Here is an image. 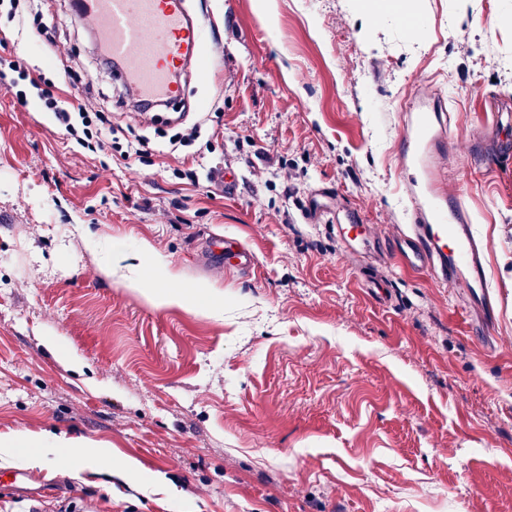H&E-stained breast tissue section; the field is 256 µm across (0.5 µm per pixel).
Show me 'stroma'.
Wrapping results in <instances>:
<instances>
[{"mask_svg": "<svg viewBox=\"0 0 512 512\" xmlns=\"http://www.w3.org/2000/svg\"><path fill=\"white\" fill-rule=\"evenodd\" d=\"M204 2L224 18L211 76L147 126L69 0L37 8L72 83L0 0V60L64 100L92 85L143 150L81 151L37 89L0 90V471L20 466L18 431L139 464H49L0 512H512V151L496 144L512 141V0ZM424 91L448 117L439 165L491 244L487 336L455 288L384 248L410 221L400 106ZM215 236L254 272L202 264ZM139 273L197 310L149 303L125 285ZM52 439L56 445H59L57 448H69L70 452L68 453L67 459L61 463L62 467H68L70 458L79 454L86 457L88 460V469L91 472L107 471L110 474H112V472L127 473L136 466L132 460L127 458H112V455L95 453L89 448L86 441L65 440L63 439V435L62 437L53 435Z\"/></svg>", "mask_w": 512, "mask_h": 512, "instance_id": "stroma-1", "label": "stroma"}]
</instances>
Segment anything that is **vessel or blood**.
<instances>
[{
    "label": "vessel or blood",
    "mask_w": 512,
    "mask_h": 512,
    "mask_svg": "<svg viewBox=\"0 0 512 512\" xmlns=\"http://www.w3.org/2000/svg\"><path fill=\"white\" fill-rule=\"evenodd\" d=\"M75 19L97 34L119 78L135 88L138 99L154 106L180 97L181 72L218 30L213 16L196 12L192 0H80ZM405 123L402 155L417 170L405 184L412 222L393 239L389 252L403 268L458 288L466 318L488 331L495 319L486 273L488 245L475 233L459 196L427 163L447 155L450 143L436 101L410 103Z\"/></svg>",
    "instance_id": "b4317fda"
}]
</instances>
